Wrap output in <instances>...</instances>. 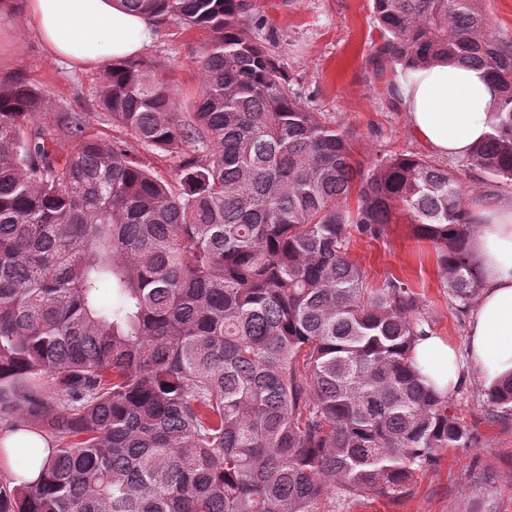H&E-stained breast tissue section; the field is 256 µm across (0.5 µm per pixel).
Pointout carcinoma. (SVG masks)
<instances>
[{"mask_svg": "<svg viewBox=\"0 0 512 512\" xmlns=\"http://www.w3.org/2000/svg\"><path fill=\"white\" fill-rule=\"evenodd\" d=\"M486 2L372 0L368 62L391 99L399 73L483 68L499 106L466 166L512 185V35ZM121 4L213 32L191 116L153 59L112 62L99 104L126 138H86V116L59 112L77 141L60 160L37 125L49 98L0 81V422L56 442L38 480L0 479V512H312L334 489L407 493L475 437L413 368L432 332L416 293L369 287L348 245L403 209L467 310L466 189L423 157L358 162L354 132L294 91L256 0ZM135 143L177 156L175 183ZM481 402L511 415L512 374Z\"/></svg>", "mask_w": 512, "mask_h": 512, "instance_id": "carcinoma-1", "label": "carcinoma"}]
</instances>
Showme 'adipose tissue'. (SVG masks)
<instances>
[{"instance_id": "adipose-tissue-1", "label": "adipose tissue", "mask_w": 512, "mask_h": 512, "mask_svg": "<svg viewBox=\"0 0 512 512\" xmlns=\"http://www.w3.org/2000/svg\"><path fill=\"white\" fill-rule=\"evenodd\" d=\"M24 24L52 55L80 66L138 55L155 37L145 15L124 10L120 0H26ZM398 93L413 136L433 152L464 158L491 131L497 91L483 69L459 62L437 63L400 80ZM469 239L482 277L466 353L440 336L421 337L410 358L423 382L438 393L452 392L462 366L476 370L486 384L512 373V199L475 205ZM7 455L21 448L40 456L18 468L36 480L48 443L21 430L0 437Z\"/></svg>"}]
</instances>
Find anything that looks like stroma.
<instances>
[{"label":"stroma","instance_id":"1","mask_svg":"<svg viewBox=\"0 0 512 512\" xmlns=\"http://www.w3.org/2000/svg\"><path fill=\"white\" fill-rule=\"evenodd\" d=\"M259 15L263 32L274 36L272 52L284 62L294 89L309 108L356 133L361 162L379 149L431 158L471 187L468 203L484 201L477 189L480 172L467 169L462 160L433 155L410 133L403 105L375 92L368 58L380 32L372 0H260ZM211 40L207 30L163 23L144 50L164 69L181 115L195 109L201 90L198 62ZM102 74V67L81 69L51 55L23 25L21 15L0 24V80L21 76L48 95L52 106L42 112L40 124L57 155L75 145L55 131L59 112L89 113L87 136L123 138L122 128L99 106ZM410 222L409 215L397 213L384 238H352L350 255L369 284L389 276L406 281L433 334L465 347L472 314L451 303L429 242L413 235ZM485 389L475 372L463 373L451 397L475 444L442 451L407 494L395 500L366 496L351 501L331 492L312 512H512V416L491 418L481 402Z\"/></svg>","mask_w":512,"mask_h":512}]
</instances>
